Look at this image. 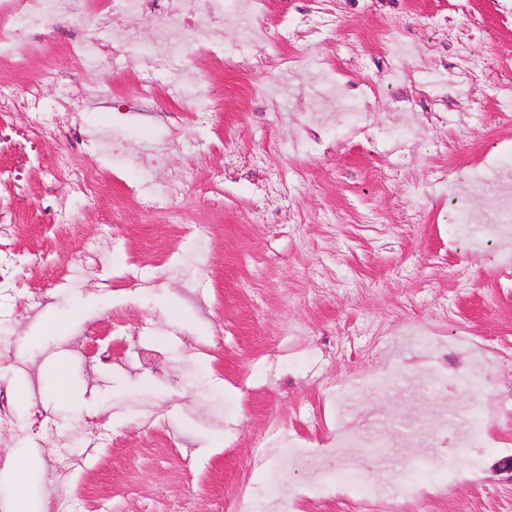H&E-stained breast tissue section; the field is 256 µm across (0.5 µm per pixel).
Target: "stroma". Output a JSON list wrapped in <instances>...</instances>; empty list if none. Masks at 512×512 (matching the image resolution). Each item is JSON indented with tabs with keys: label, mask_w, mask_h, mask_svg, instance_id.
<instances>
[{
	"label": "stroma",
	"mask_w": 512,
	"mask_h": 512,
	"mask_svg": "<svg viewBox=\"0 0 512 512\" xmlns=\"http://www.w3.org/2000/svg\"><path fill=\"white\" fill-rule=\"evenodd\" d=\"M311 2L265 0L257 15L225 21L220 63L182 31L166 64L207 78L197 116L185 110L192 84L170 83L144 57L164 36L146 10L92 31L109 56L91 68L72 64L61 31L79 20L66 15L45 18L36 40L0 62V81L19 92L46 71L64 76L44 87L39 114L0 121V207L38 216L0 239V255L26 257L15 296L45 291L38 308L0 312V390L19 425L0 434V512L21 498L30 512H55L58 495L69 512H214L243 484L251 512H278L281 486L326 481L343 462L373 486L375 512H505L500 492L512 477L499 462L512 456V433L489 448H441L433 422L448 412L462 425L489 398L511 396L512 362L487 364L479 385L449 351L456 391L446 402L419 379L428 351L415 331L435 327L438 299L449 333L512 345V280L472 261L469 236L449 247L438 218L456 194L482 234L512 204L493 180L477 192L465 179L448 191L438 183L439 169L467 171L512 143V130L494 124L496 97L466 79L473 59L512 60V0H322L328 24L318 29L303 20ZM443 18L454 28L446 48L434 30ZM248 25L281 42L258 71L236 64ZM393 27L411 49L400 83L379 49ZM300 56L367 97L366 132L350 128L327 84L292 73ZM106 135L121 167L97 148ZM152 145L165 157L147 170ZM74 150L104 185L96 199L51 174ZM276 176L289 204L260 189ZM35 178L43 187L33 195ZM187 184L183 208L205 225L201 238L139 204V191ZM60 366L65 395L53 387ZM36 417L50 430L33 437L25 428ZM84 419L109 430L106 447H84ZM278 423L310 448L306 470L284 456L251 465L254 441ZM405 425L416 448L402 443ZM345 426L369 446L321 461ZM64 450L89 463L58 486L51 465ZM415 455L428 466L423 496L406 484Z\"/></svg>",
	"instance_id": "obj_1"
}]
</instances>
